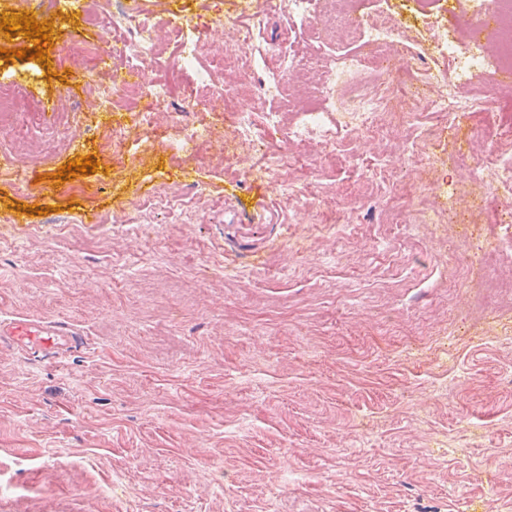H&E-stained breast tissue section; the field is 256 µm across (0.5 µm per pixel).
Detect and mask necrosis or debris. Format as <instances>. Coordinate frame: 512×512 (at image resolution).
I'll list each match as a JSON object with an SVG mask.
<instances>
[{
  "label": "necrosis or debris",
  "mask_w": 512,
  "mask_h": 512,
  "mask_svg": "<svg viewBox=\"0 0 512 512\" xmlns=\"http://www.w3.org/2000/svg\"><path fill=\"white\" fill-rule=\"evenodd\" d=\"M467 3L473 23L488 18L496 21V52L488 53L472 42H458L437 15L428 10L421 12L423 28L434 34V49L448 58L452 70L448 73L441 70L425 72V80L442 84L443 89L435 97L427 99L423 106L405 111L406 121L416 123L425 115L440 124L472 111L483 104V97L459 95V88L474 85L480 77L497 70L501 62L512 60V0H467ZM88 21L97 29L99 40L91 43L72 37L68 46L69 59L77 62L109 54L124 58L128 64L127 70L114 75L111 85L103 89L100 96L102 109L109 112L114 107L123 106L134 93L147 95L157 107H164L166 87L150 74L157 52L154 25L142 12L137 0H116L110 8L97 6L89 14ZM356 29L362 47L356 64L325 63L319 86L325 98L333 96L337 88L353 87L346 118L351 131L359 136L373 132L379 114L388 110L391 94L388 76L393 68L385 60L372 56L371 51L379 46L394 45L401 36V25L395 16L388 13L371 15L363 12L358 17ZM184 101L193 119L185 129L181 147L191 152L212 140L211 125L206 119L210 96L205 93L203 85L195 84L185 90ZM286 128L289 139L314 140L331 151L336 148L328 112L315 107L306 109L298 121ZM472 168L475 176L500 196L504 221L511 224L512 145L490 141L485 156L475 161Z\"/></svg>",
  "instance_id": "necrosis-or-debris-1"
}]
</instances>
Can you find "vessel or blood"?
<instances>
[{
  "instance_id": "b4317fda",
  "label": "vessel or blood",
  "mask_w": 512,
  "mask_h": 512,
  "mask_svg": "<svg viewBox=\"0 0 512 512\" xmlns=\"http://www.w3.org/2000/svg\"><path fill=\"white\" fill-rule=\"evenodd\" d=\"M0 343L56 357L76 348L80 337L77 331L60 322L12 316L0 319Z\"/></svg>"
}]
</instances>
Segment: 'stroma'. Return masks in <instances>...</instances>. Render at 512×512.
Segmentation results:
<instances>
[{
	"label": "stroma",
	"mask_w": 512,
	"mask_h": 512,
	"mask_svg": "<svg viewBox=\"0 0 512 512\" xmlns=\"http://www.w3.org/2000/svg\"><path fill=\"white\" fill-rule=\"evenodd\" d=\"M86 3L41 17L44 59L0 58V85L27 88L24 109L66 92L79 112L59 142L28 123L25 183L0 184V318L60 321L83 339L59 361L0 346V512H486L491 498L512 512V344L498 341L512 288H482L471 265L512 224L470 171L488 139H512V89L484 75L489 105L432 132L400 119L412 83L397 72L395 112L360 141L336 93L323 107L347 150L328 154L267 129L281 101L264 96V69L298 41L309 74L289 76L283 101L301 112L318 59L358 54L356 38L309 28L288 0L260 15L249 0H140L158 23L152 72L168 102L136 97L155 120L116 153L127 120L101 111L95 78L124 61H86L69 89L71 36L97 38ZM386 4L407 49L447 66L412 0L368 8ZM217 18L237 21L250 57L215 67ZM181 25L203 44L189 68L169 39ZM207 75L224 88L207 115L215 142L188 154L183 94ZM245 101L258 149L229 165L224 152L242 150L230 115ZM414 147L429 163L409 162L386 192L373 169ZM265 150L286 156L285 184L318 197L302 223L260 171ZM87 157L96 171L58 180ZM157 192L174 207L142 201ZM265 470L281 490L257 481Z\"/></svg>",
	"instance_id": "1"
}]
</instances>
